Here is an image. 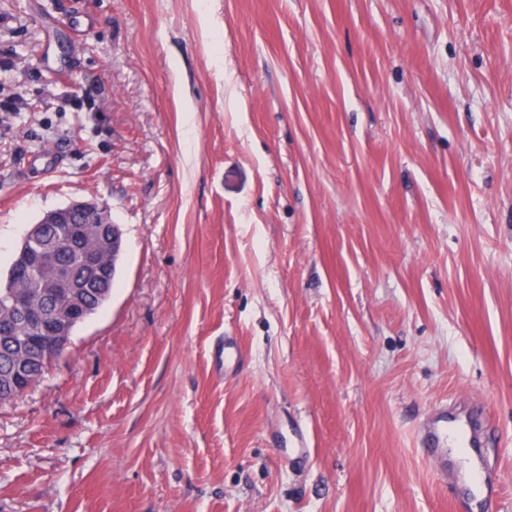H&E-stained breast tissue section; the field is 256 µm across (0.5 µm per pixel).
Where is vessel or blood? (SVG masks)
Instances as JSON below:
<instances>
[{"label":"vessel or blood","mask_w":512,"mask_h":512,"mask_svg":"<svg viewBox=\"0 0 512 512\" xmlns=\"http://www.w3.org/2000/svg\"><path fill=\"white\" fill-rule=\"evenodd\" d=\"M421 442L432 450L436 479L455 484L472 512L499 504V470L485 452L484 432L470 426L468 414L435 408L421 425Z\"/></svg>","instance_id":"1"}]
</instances>
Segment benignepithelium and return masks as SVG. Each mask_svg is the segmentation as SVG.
Here are the masks:
<instances>
[{"mask_svg": "<svg viewBox=\"0 0 512 512\" xmlns=\"http://www.w3.org/2000/svg\"><path fill=\"white\" fill-rule=\"evenodd\" d=\"M45 224H82L84 228L62 238L67 250L83 246L85 237L95 241V247L83 252L81 267L75 269L58 263L48 278L38 279L43 268L55 260L58 244H49L43 235ZM123 254V233L120 225L112 223L107 212L91 201H73L48 211L25 234L16 253L14 276L16 288L8 293L10 307L4 319L5 327H14L23 333L31 331L46 339L54 351H62L69 344L70 328L85 320L87 308L83 301L88 280L107 272L105 263L112 259V268L119 266ZM40 284L39 295L45 299L56 289L66 288V300L58 304L34 303L31 288ZM13 382L27 391L35 385L28 377L26 359L13 355Z\"/></svg>", "mask_w": 512, "mask_h": 512, "instance_id": "1", "label": "benign epithelium"}]
</instances>
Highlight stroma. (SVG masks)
<instances>
[{
	"mask_svg": "<svg viewBox=\"0 0 512 512\" xmlns=\"http://www.w3.org/2000/svg\"><path fill=\"white\" fill-rule=\"evenodd\" d=\"M13 94L0 278L76 200L124 252L0 403V512H448L440 403L512 512V0H0ZM28 373L36 379H40L45 369L52 360L57 358L55 354L52 357H46L44 353L33 348L28 350ZM13 382L22 387L23 393L32 388L37 382L28 377L26 368V359L22 354L13 355ZM471 413L448 411V404L435 408L421 425V443L432 450L431 463L439 482L458 487L472 512H482L492 505L500 510L501 482L496 464L486 454V436L471 427ZM464 437L465 454L461 462L448 468V448Z\"/></svg>",
	"mask_w": 512,
	"mask_h": 512,
	"instance_id": "1",
	"label": "stroma"
}]
</instances>
